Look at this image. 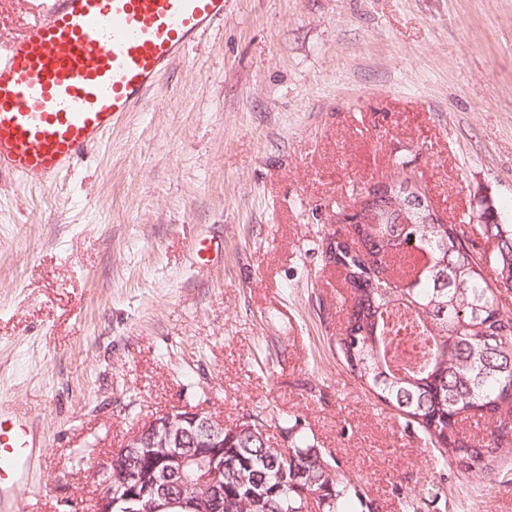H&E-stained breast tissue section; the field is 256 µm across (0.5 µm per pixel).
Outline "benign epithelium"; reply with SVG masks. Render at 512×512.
Wrapping results in <instances>:
<instances>
[{
  "label": "benign epithelium",
  "mask_w": 512,
  "mask_h": 512,
  "mask_svg": "<svg viewBox=\"0 0 512 512\" xmlns=\"http://www.w3.org/2000/svg\"><path fill=\"white\" fill-rule=\"evenodd\" d=\"M224 418L204 408L174 407L142 423L129 436L124 452L130 454V475L123 496L112 489L96 494L92 512H173L190 508L211 512L204 497L186 500L196 485L219 490L224 478ZM191 443L192 449L185 448ZM142 448L164 449L162 466L143 467L135 456Z\"/></svg>",
  "instance_id": "obj_1"
}]
</instances>
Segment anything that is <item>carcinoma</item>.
I'll return each mask as SVG.
<instances>
[{
    "label": "carcinoma",
    "mask_w": 512,
    "mask_h": 512,
    "mask_svg": "<svg viewBox=\"0 0 512 512\" xmlns=\"http://www.w3.org/2000/svg\"><path fill=\"white\" fill-rule=\"evenodd\" d=\"M397 179L393 197L373 200L376 223L353 225L357 256L325 240L352 306L336 350L344 364L385 406L414 427L437 459L463 473L487 467L512 447V311L500 307L490 274L512 282V224L494 219L481 230L497 240L492 253L473 255L452 224L426 222ZM409 315L429 342L423 363L397 364L389 329L393 313ZM488 420L474 438L465 423ZM224 501L220 512H379L335 457L302 432L288 448L264 445L258 432L224 434Z\"/></svg>",
    "instance_id": "obj_1"
}]
</instances>
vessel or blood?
<instances>
[{
	"mask_svg": "<svg viewBox=\"0 0 512 512\" xmlns=\"http://www.w3.org/2000/svg\"><path fill=\"white\" fill-rule=\"evenodd\" d=\"M225 0H43L0 48V173L48 184L101 144L161 76L224 19ZM28 421L0 418V486L41 500L25 476Z\"/></svg>",
	"mask_w": 512,
	"mask_h": 512,
	"instance_id": "1",
	"label": "vessel or blood"
}]
</instances>
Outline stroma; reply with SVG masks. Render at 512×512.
Listing matches in <instances>:
<instances>
[{
    "instance_id": "stroma-1",
    "label": "stroma",
    "mask_w": 512,
    "mask_h": 512,
    "mask_svg": "<svg viewBox=\"0 0 512 512\" xmlns=\"http://www.w3.org/2000/svg\"><path fill=\"white\" fill-rule=\"evenodd\" d=\"M412 174L473 252L512 224V0H226L224 20L49 185L0 177V410L35 439L42 512H89L98 461L162 410L283 413L380 512H512V448L433 449L336 354L323 241Z\"/></svg>"
}]
</instances>
